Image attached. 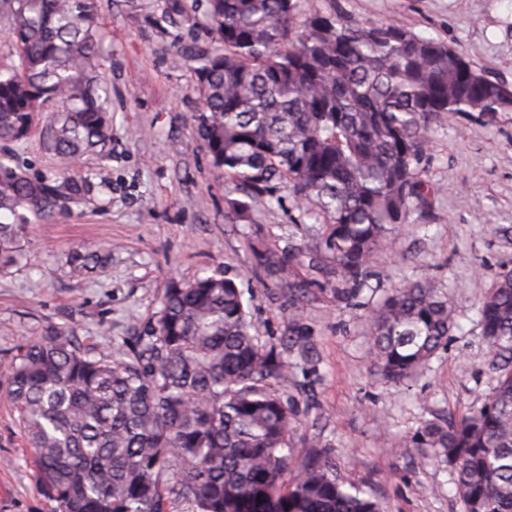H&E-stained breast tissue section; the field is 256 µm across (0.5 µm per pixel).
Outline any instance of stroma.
Returning a JSON list of instances; mask_svg holds the SVG:
<instances>
[{
  "instance_id": "1",
  "label": "stroma",
  "mask_w": 512,
  "mask_h": 512,
  "mask_svg": "<svg viewBox=\"0 0 512 512\" xmlns=\"http://www.w3.org/2000/svg\"><path fill=\"white\" fill-rule=\"evenodd\" d=\"M163 0H96L99 74L112 111L105 151L59 168L40 134L1 143L0 159L34 181L80 180L53 218H29L16 265L0 269V512H52L30 463L32 449L5 387L20 345L55 329L92 353L120 354L149 335L161 291L232 267L262 341L283 348L288 385L275 391L299 420L297 457L327 450L346 480L384 512H462L448 468L409 443L423 420L480 405L496 382L478 306L512 269V115L485 125L448 115L433 123L424 178L434 188L368 281L381 290L429 278L447 295L455 326L428 371L406 382L379 380L366 356L368 295L337 290L313 216L300 215L288 186L280 202L243 194L200 147V97L177 54L208 48L201 0H180L177 27L154 21ZM309 13L335 10L358 23L391 21L445 41L491 79L512 87V0H306ZM262 241L287 274L257 264ZM110 248L92 270L75 272L70 253ZM310 282L304 317L291 323L295 282Z\"/></svg>"
}]
</instances>
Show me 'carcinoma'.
<instances>
[{"label": "carcinoma", "mask_w": 512, "mask_h": 512, "mask_svg": "<svg viewBox=\"0 0 512 512\" xmlns=\"http://www.w3.org/2000/svg\"><path fill=\"white\" fill-rule=\"evenodd\" d=\"M17 71L0 70V141L20 142L56 106L43 142L63 166L111 139L98 77L95 0H0ZM211 50L180 58L202 106L213 166L254 197L286 181L325 219L322 240L350 296L424 199L430 123L449 113L492 124L512 88L447 43L391 22L352 24L302 0H205ZM56 190L0 162V268L17 262L22 211L53 216ZM496 383L480 407L422 422L410 447L451 468L462 512H512V270L478 308ZM380 379L427 369L454 325L429 279L394 285L366 318ZM283 351L252 333L231 271L164 288L152 333L121 357L49 330L24 344L6 391L21 414L54 512H382L318 450L297 460Z\"/></svg>", "instance_id": "obj_1"}]
</instances>
